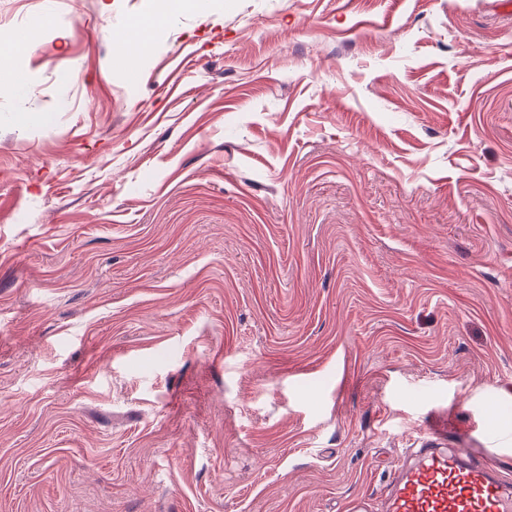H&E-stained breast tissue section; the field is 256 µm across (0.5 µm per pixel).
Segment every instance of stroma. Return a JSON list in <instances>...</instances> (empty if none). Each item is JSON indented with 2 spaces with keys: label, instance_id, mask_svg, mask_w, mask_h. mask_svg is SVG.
I'll return each mask as SVG.
<instances>
[{
  "label": "stroma",
  "instance_id": "1",
  "mask_svg": "<svg viewBox=\"0 0 512 512\" xmlns=\"http://www.w3.org/2000/svg\"><path fill=\"white\" fill-rule=\"evenodd\" d=\"M0 0V512H380L512 476L503 0ZM154 27L152 21H135L131 24L127 42L131 45L139 54L144 53L149 48L148 34ZM431 436L410 464L398 468L382 512H512V482L482 448H442Z\"/></svg>",
  "mask_w": 512,
  "mask_h": 512
}]
</instances>
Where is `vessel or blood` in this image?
Returning a JSON list of instances; mask_svg holds the SVG:
<instances>
[{"instance_id": "vessel-or-blood-1", "label": "vessel or blood", "mask_w": 512, "mask_h": 512, "mask_svg": "<svg viewBox=\"0 0 512 512\" xmlns=\"http://www.w3.org/2000/svg\"><path fill=\"white\" fill-rule=\"evenodd\" d=\"M381 512H512V482L479 448H447L433 436L398 468Z\"/></svg>"}]
</instances>
